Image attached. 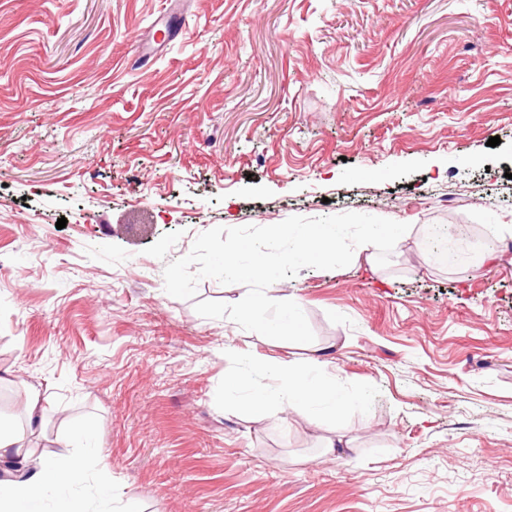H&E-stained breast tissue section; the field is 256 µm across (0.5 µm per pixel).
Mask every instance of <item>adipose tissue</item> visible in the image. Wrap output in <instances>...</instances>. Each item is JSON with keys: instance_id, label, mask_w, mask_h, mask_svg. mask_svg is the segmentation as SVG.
<instances>
[{"instance_id": "1", "label": "adipose tissue", "mask_w": 512, "mask_h": 512, "mask_svg": "<svg viewBox=\"0 0 512 512\" xmlns=\"http://www.w3.org/2000/svg\"><path fill=\"white\" fill-rule=\"evenodd\" d=\"M322 361L301 369L289 363L270 367L271 383L261 385L250 404L261 416L284 422L289 412L317 407L336 413L348 403L334 383L322 375ZM26 430L0 425V512H30L47 492L74 484L85 475L83 455L63 452L37 455L27 445Z\"/></svg>"}]
</instances>
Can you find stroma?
Instances as JSON below:
<instances>
[{
    "label": "stroma",
    "instance_id": "1",
    "mask_svg": "<svg viewBox=\"0 0 512 512\" xmlns=\"http://www.w3.org/2000/svg\"><path fill=\"white\" fill-rule=\"evenodd\" d=\"M344 212L409 229L267 288L312 343L164 288L211 228ZM459 224L491 263L433 258ZM316 353L335 424L250 409ZM1 419L94 422L110 512H512V0H0Z\"/></svg>",
    "mask_w": 512,
    "mask_h": 512
}]
</instances>
